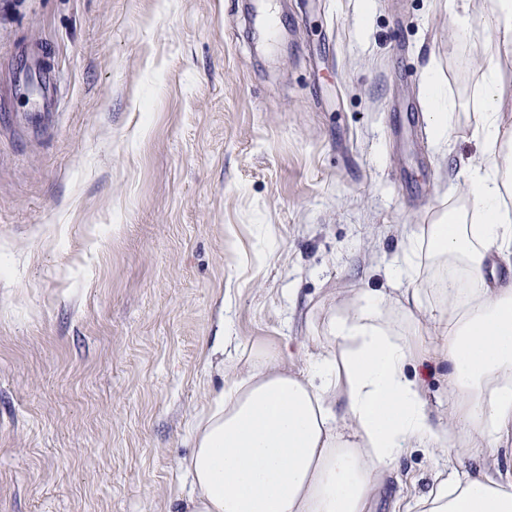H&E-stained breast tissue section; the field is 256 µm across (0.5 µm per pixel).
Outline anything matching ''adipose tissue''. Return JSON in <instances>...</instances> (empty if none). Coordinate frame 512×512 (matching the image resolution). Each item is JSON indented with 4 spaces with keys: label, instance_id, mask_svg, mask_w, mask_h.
I'll return each mask as SVG.
<instances>
[{
    "label": "adipose tissue",
    "instance_id": "ef3b65f1",
    "mask_svg": "<svg viewBox=\"0 0 512 512\" xmlns=\"http://www.w3.org/2000/svg\"><path fill=\"white\" fill-rule=\"evenodd\" d=\"M499 40L484 55L483 156L469 164L457 223L439 217L410 238L405 288L361 296L327 326L307 370L289 346L259 347L223 370L224 386L194 425L183 467L185 512H365L405 449L496 461L512 440V126L498 105L501 57L512 54V0H497ZM447 275L439 309L417 318L431 270ZM418 320L448 363V406L433 408L408 368L421 351L404 329ZM421 512H512V476L461 470L436 478Z\"/></svg>",
    "mask_w": 512,
    "mask_h": 512
}]
</instances>
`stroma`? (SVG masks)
<instances>
[{"mask_svg": "<svg viewBox=\"0 0 512 512\" xmlns=\"http://www.w3.org/2000/svg\"><path fill=\"white\" fill-rule=\"evenodd\" d=\"M495 8L459 35L448 0H0V89H56L0 109V512H181L219 358L317 352L459 207ZM410 373L446 402L432 347ZM439 471L406 449L368 512ZM40 71L43 74L42 84L36 89L33 97V101L36 105V109L39 112H50L53 105L54 99L51 93L53 87L54 77L49 68L39 66ZM424 93L431 105V124L436 139V144L443 148L448 145V130L454 118V104L442 97L437 78L429 76L424 83Z\"/></svg>", "mask_w": 512, "mask_h": 512, "instance_id": "obj_1", "label": "stroma"}]
</instances>
